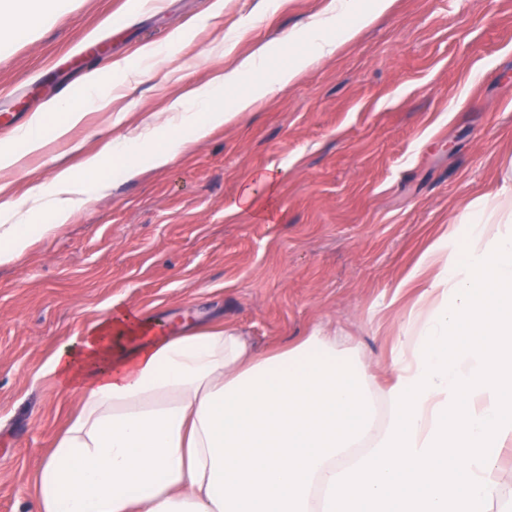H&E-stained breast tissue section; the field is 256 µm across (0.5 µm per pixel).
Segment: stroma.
I'll use <instances>...</instances> for the list:
<instances>
[{
    "instance_id": "1",
    "label": "stroma",
    "mask_w": 512,
    "mask_h": 512,
    "mask_svg": "<svg viewBox=\"0 0 512 512\" xmlns=\"http://www.w3.org/2000/svg\"><path fill=\"white\" fill-rule=\"evenodd\" d=\"M0 51L7 115L30 122L111 71L63 138L0 168L14 197L49 183L177 99L278 44L328 0H71ZM153 48V58L142 50ZM0 115V142L14 134ZM81 152H71L73 143ZM512 159V0H395L358 39L272 91L170 166L114 178L66 224L0 264V512L76 409L51 367L108 304L229 325L261 350L312 332L382 374L418 297L402 287ZM259 173L270 206L232 210Z\"/></svg>"
}]
</instances>
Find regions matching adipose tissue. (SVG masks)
<instances>
[{"label":"adipose tissue","mask_w":512,"mask_h":512,"mask_svg":"<svg viewBox=\"0 0 512 512\" xmlns=\"http://www.w3.org/2000/svg\"><path fill=\"white\" fill-rule=\"evenodd\" d=\"M394 0H331L290 33L295 52L270 69L271 50L245 63L247 94L231 72L174 101L161 124L135 128L80 167L58 170L26 198L0 202V264L22 256L34 239L65 224L109 184L108 169L132 178L162 168L214 129L284 88L369 27ZM69 0H0V33L18 17L39 23L67 11ZM91 97L37 114L0 151V167L63 138ZM455 223L467 225L476 249L512 228V162L491 192L469 202ZM446 238L430 246L404 280L424 290L402 325L393 374L409 382L413 354L432 315L464 272L448 270ZM52 368L77 396L78 411L33 481L36 512H323L330 476L348 468L353 448L377 446L387 427L373 421L363 367L336 341L312 335L261 352L236 328H160L128 307H106L80 339L62 345Z\"/></svg>","instance_id":"1"}]
</instances>
